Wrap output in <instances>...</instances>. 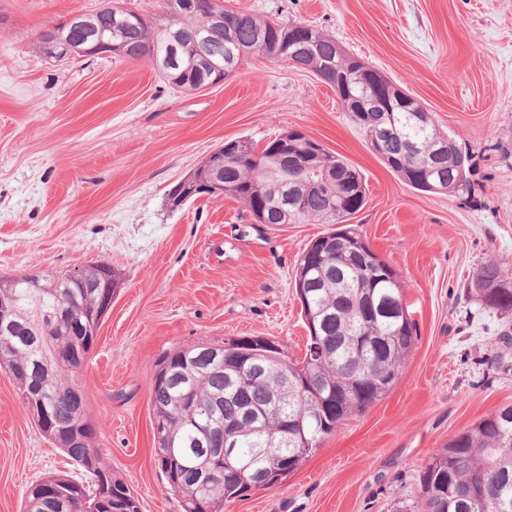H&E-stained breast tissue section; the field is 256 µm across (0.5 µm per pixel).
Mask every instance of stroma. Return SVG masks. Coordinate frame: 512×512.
Masks as SVG:
<instances>
[{
    "instance_id": "1",
    "label": "stroma",
    "mask_w": 512,
    "mask_h": 512,
    "mask_svg": "<svg viewBox=\"0 0 512 512\" xmlns=\"http://www.w3.org/2000/svg\"><path fill=\"white\" fill-rule=\"evenodd\" d=\"M103 0H0V276L100 261L120 286L78 370L95 446L140 512H181L155 460L150 377L178 347L266 336L302 358L292 287L323 224H256L231 196L171 209L167 194L224 141L290 129L362 174L351 224L397 273L418 337L394 387L326 438L278 486L224 512H396L459 433L512 405V316L471 292L489 258L512 270V0H223L314 26L415 97L468 154L471 196L407 185L336 91L263 56L201 92L149 60L42 57L38 34ZM80 468L28 416L0 370V512Z\"/></svg>"
}]
</instances>
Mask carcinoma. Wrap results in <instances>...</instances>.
<instances>
[{
  "instance_id": "cac0c4a2",
  "label": "carcinoma",
  "mask_w": 512,
  "mask_h": 512,
  "mask_svg": "<svg viewBox=\"0 0 512 512\" xmlns=\"http://www.w3.org/2000/svg\"><path fill=\"white\" fill-rule=\"evenodd\" d=\"M210 9L225 14L234 41L248 45L265 39L264 51L280 61L296 46L288 42V26L262 20L211 0ZM126 9L101 7L84 15L86 25L103 34L108 44L126 48L125 59L152 58L164 46V32H153L143 17L119 30L114 18ZM205 25L200 14L172 15L169 27L179 30L177 64L163 73L176 89L194 91L217 72L200 58L197 32ZM315 61L335 63L334 79L343 81L350 95H361L363 61L336 55L338 44L321 31L307 27ZM380 128L389 129L378 155L402 175L442 182L450 192H469V159L433 117L416 124L400 110L375 112ZM446 150L435 156L441 145ZM267 149L257 160L236 159L224 165V194L241 201L265 197L279 173L272 169ZM320 170L338 169L329 189L303 181L301 200L291 224L312 221L338 224L324 238L361 237L346 225L348 216L331 214L345 193L342 179L353 168L323 151L314 161ZM306 287L301 301L309 331L303 358L288 357L285 349L266 357L234 385L227 378L234 352L225 364L203 353L200 344L166 353L151 378V405L163 426L153 431L155 456L170 488L181 499L183 512L200 505L222 512L224 502L251 490L270 471L282 481L299 468L351 416L365 412L396 384L410 351L414 322L404 327L398 309L405 306L395 271L379 256L361 251L331 252L320 264L300 261L295 290ZM473 291L488 309L512 314V278L496 260L480 265ZM0 294L14 297V316L0 333V367L14 375L19 397L29 404V393L42 392L43 411L28 409L43 434L78 465L85 479L50 476L27 490L24 512H139L126 483L103 466L88 421L86 395L74 396V373L82 352L92 346L97 325L98 292L75 283L65 285L60 275L46 274L40 286L28 288L15 276L0 277ZM79 307L87 316L71 326L58 319L61 311ZM237 434L236 454L208 473L199 462L224 447L229 430ZM418 512H512V405L481 419L448 442L420 475Z\"/></svg>"
}]
</instances>
